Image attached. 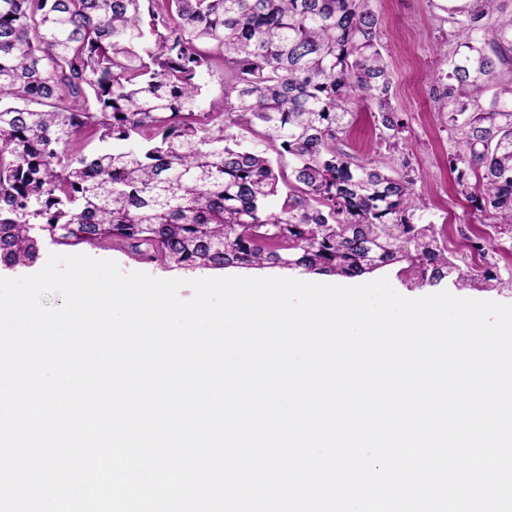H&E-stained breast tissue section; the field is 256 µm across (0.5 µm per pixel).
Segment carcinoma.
<instances>
[{
  "mask_svg": "<svg viewBox=\"0 0 512 512\" xmlns=\"http://www.w3.org/2000/svg\"><path fill=\"white\" fill-rule=\"evenodd\" d=\"M456 12L463 40L436 77L461 132L450 165L473 212L509 227L512 15L490 30L500 0ZM382 49L371 0H0V264L35 263L45 235L178 269L355 278L403 263L421 285H492L493 267L455 263L422 222L408 163L338 148L356 101L388 152L404 145ZM213 69L224 98L208 103Z\"/></svg>",
  "mask_w": 512,
  "mask_h": 512,
  "instance_id": "1",
  "label": "carcinoma"
}]
</instances>
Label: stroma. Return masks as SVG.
Returning a JSON list of instances; mask_svg holds the SVG:
<instances>
[{
	"mask_svg": "<svg viewBox=\"0 0 512 512\" xmlns=\"http://www.w3.org/2000/svg\"><path fill=\"white\" fill-rule=\"evenodd\" d=\"M466 0H373L382 19L384 55L393 78L391 103L402 114L408 127V142L397 153L395 164L409 163L414 170L416 195L423 200L425 221L446 225L456 240L450 246L458 264H471L464 245L467 237L480 233L484 219L475 215L461 194L449 169V160L457 149L448 131L446 113L434 106V75L444 67L443 52L455 49L462 36L449 20V7ZM357 119L339 146L361 159L382 154L379 129L370 104L354 105ZM490 265L496 266L500 280L495 286L460 287L444 280L439 287L418 286L412 280L388 270L386 276L402 296L419 298L444 289L461 298L492 300L512 304V229L495 226L487 241Z\"/></svg>",
	"mask_w": 512,
	"mask_h": 512,
	"instance_id": "stroma-1",
	"label": "stroma"
}]
</instances>
